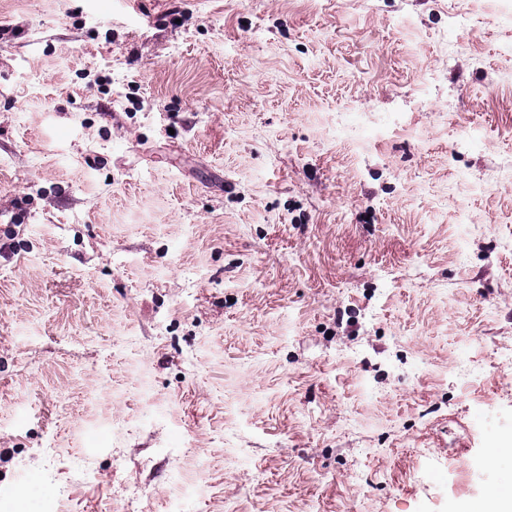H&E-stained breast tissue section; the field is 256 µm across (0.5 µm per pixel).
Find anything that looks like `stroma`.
Here are the masks:
<instances>
[{
  "mask_svg": "<svg viewBox=\"0 0 512 512\" xmlns=\"http://www.w3.org/2000/svg\"><path fill=\"white\" fill-rule=\"evenodd\" d=\"M510 42L484 0H0V488L511 491ZM348 108L386 130L352 147Z\"/></svg>",
  "mask_w": 512,
  "mask_h": 512,
  "instance_id": "obj_1",
  "label": "stroma"
}]
</instances>
